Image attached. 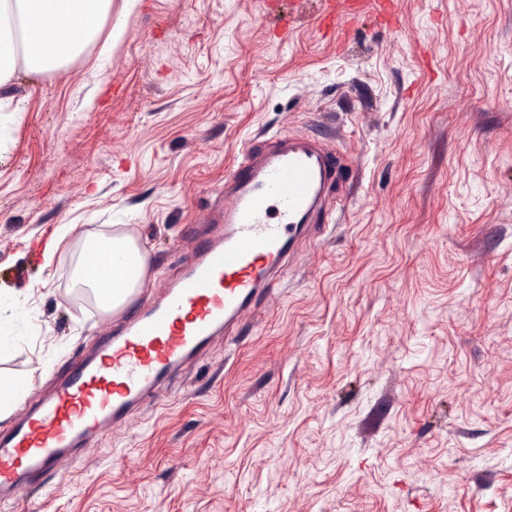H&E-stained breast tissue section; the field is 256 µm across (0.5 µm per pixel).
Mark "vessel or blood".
I'll list each match as a JSON object with an SVG mask.
<instances>
[{"instance_id": "vessel-or-blood-1", "label": "vessel or blood", "mask_w": 512, "mask_h": 512, "mask_svg": "<svg viewBox=\"0 0 512 512\" xmlns=\"http://www.w3.org/2000/svg\"><path fill=\"white\" fill-rule=\"evenodd\" d=\"M342 154L303 133L245 141L224 180V229L195 234L169 288L95 350L75 357L53 392L0 433V500L99 441L232 334L279 287L302 239L329 224L348 175Z\"/></svg>"}]
</instances>
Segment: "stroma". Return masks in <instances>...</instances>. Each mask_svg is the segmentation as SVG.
<instances>
[{
  "label": "stroma",
  "mask_w": 512,
  "mask_h": 512,
  "mask_svg": "<svg viewBox=\"0 0 512 512\" xmlns=\"http://www.w3.org/2000/svg\"><path fill=\"white\" fill-rule=\"evenodd\" d=\"M330 8L282 42L260 0H141L108 58L11 86L14 414L171 283L245 140L303 132L354 173L235 339L0 512H512V0H395L325 34ZM116 227L149 256L120 315L70 279L81 234Z\"/></svg>",
  "instance_id": "obj_1"
}]
</instances>
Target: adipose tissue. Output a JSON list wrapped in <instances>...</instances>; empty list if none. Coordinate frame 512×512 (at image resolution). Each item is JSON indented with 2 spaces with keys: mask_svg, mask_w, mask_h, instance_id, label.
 <instances>
[{
  "mask_svg": "<svg viewBox=\"0 0 512 512\" xmlns=\"http://www.w3.org/2000/svg\"><path fill=\"white\" fill-rule=\"evenodd\" d=\"M112 0H0V124L14 120L22 106L9 89L18 73L45 75L78 57L101 31L118 41L121 26L106 28ZM83 250L99 249L121 260L118 273L103 282L86 264L73 271L76 283L88 288L107 312L123 310L145 284L147 254L128 232H89Z\"/></svg>",
  "mask_w": 512,
  "mask_h": 512,
  "instance_id": "adipose-tissue-1",
  "label": "adipose tissue"
}]
</instances>
